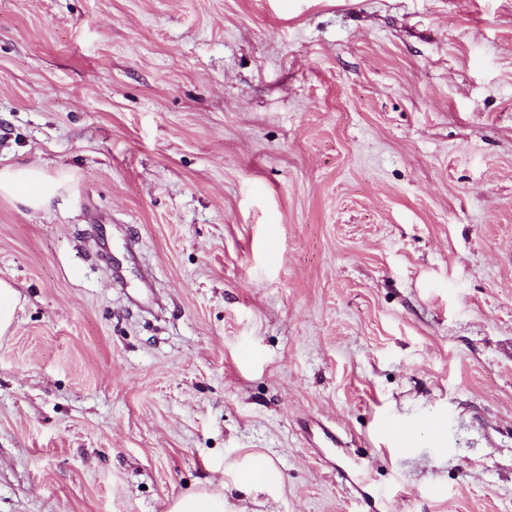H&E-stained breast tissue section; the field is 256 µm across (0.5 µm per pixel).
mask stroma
I'll return each instance as SVG.
<instances>
[{"label":"stroma","instance_id":"1","mask_svg":"<svg viewBox=\"0 0 512 512\" xmlns=\"http://www.w3.org/2000/svg\"><path fill=\"white\" fill-rule=\"evenodd\" d=\"M7 165L0 512H512V0H0ZM63 188V179L48 177L35 166L0 168V195L32 211L46 209ZM20 293L11 283L0 280V340L13 333L20 310ZM218 491H197L177 498L169 512H224V480L218 481Z\"/></svg>","mask_w":512,"mask_h":512}]
</instances>
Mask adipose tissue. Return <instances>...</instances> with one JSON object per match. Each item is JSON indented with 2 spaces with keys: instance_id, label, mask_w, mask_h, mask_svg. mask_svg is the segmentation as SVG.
I'll list each match as a JSON object with an SVG mask.
<instances>
[{
  "instance_id": "ef3b65f1",
  "label": "adipose tissue",
  "mask_w": 512,
  "mask_h": 512,
  "mask_svg": "<svg viewBox=\"0 0 512 512\" xmlns=\"http://www.w3.org/2000/svg\"><path fill=\"white\" fill-rule=\"evenodd\" d=\"M63 187V179L48 177L35 166L0 168V195L33 211L46 209Z\"/></svg>"
}]
</instances>
